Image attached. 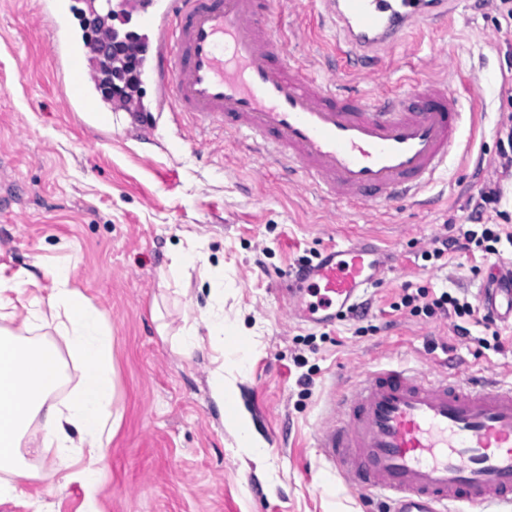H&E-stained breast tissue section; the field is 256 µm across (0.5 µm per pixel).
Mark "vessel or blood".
Instances as JSON below:
<instances>
[{"label": "vessel or blood", "mask_w": 512, "mask_h": 512, "mask_svg": "<svg viewBox=\"0 0 512 512\" xmlns=\"http://www.w3.org/2000/svg\"><path fill=\"white\" fill-rule=\"evenodd\" d=\"M350 60L369 65L424 22L445 24L452 0H320ZM71 111L103 119L85 65L97 43L61 18L66 0H41ZM269 0H154L143 24L140 77L170 110L223 124L324 195L354 206L417 200L462 152V105L446 81L419 79L380 106L332 90L291 56L266 19ZM380 268L367 239L324 249L290 278L298 320L335 325ZM487 315L512 327V259L480 295ZM349 483L381 496L388 512H512V383L429 379L398 365L367 372L316 434Z\"/></svg>", "instance_id": "obj_1"}]
</instances>
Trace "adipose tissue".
I'll return each mask as SVG.
<instances>
[{
	"label": "adipose tissue",
	"instance_id": "ef3b65f1",
	"mask_svg": "<svg viewBox=\"0 0 512 512\" xmlns=\"http://www.w3.org/2000/svg\"><path fill=\"white\" fill-rule=\"evenodd\" d=\"M21 313L17 330L0 328V500L24 493L33 476L27 455L53 451L60 479L53 494L71 483L84 489L83 512H99L98 493L108 468L109 444L121 420L112 410L115 398L112 335L103 312L72 288L70 271L56 269L40 283L26 269L0 277V314ZM49 328L51 341L30 340V333ZM228 333L224 314L210 310L205 329L183 326L178 346L191 354L210 343L219 348ZM82 364L79 382L62 401L52 394L65 381L64 354ZM92 468L76 469L81 457Z\"/></svg>",
	"mask_w": 512,
	"mask_h": 512
}]
</instances>
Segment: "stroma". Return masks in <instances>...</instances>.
<instances>
[{"instance_id": "stroma-1", "label": "stroma", "mask_w": 512, "mask_h": 512, "mask_svg": "<svg viewBox=\"0 0 512 512\" xmlns=\"http://www.w3.org/2000/svg\"><path fill=\"white\" fill-rule=\"evenodd\" d=\"M39 0H0V274L38 275L62 264L71 285L99 308L112 333L116 400L122 414L98 497L101 512H378L333 470L315 433L342 381L397 363L430 375L442 364L460 377L512 381V328L394 310L403 288L428 287L476 299L500 260L449 253L425 259L445 224L468 227V200L498 182L501 210L512 209V167L497 152V132L512 105V53L494 9L457 0L446 29L412 33L370 71L336 73V32L319 21L318 0H273L269 23L286 31L289 56L321 79L376 103L412 77L450 82L461 95V138L454 156L415 208H348L320 197L302 174L247 156L238 135L200 131L186 114L159 113L153 137L130 126L113 104L99 127L69 111L59 91L52 34ZM195 236L178 290L166 288L173 256ZM356 235L393 257L382 285L368 288L365 319L323 328L290 315L283 287L300 260ZM223 281V350L178 353L172 336L201 322L209 305L202 271ZM504 345L487 347L492 335ZM246 354L236 376L238 405L267 448L253 458L235 436L208 385L216 358Z\"/></svg>"}]
</instances>
